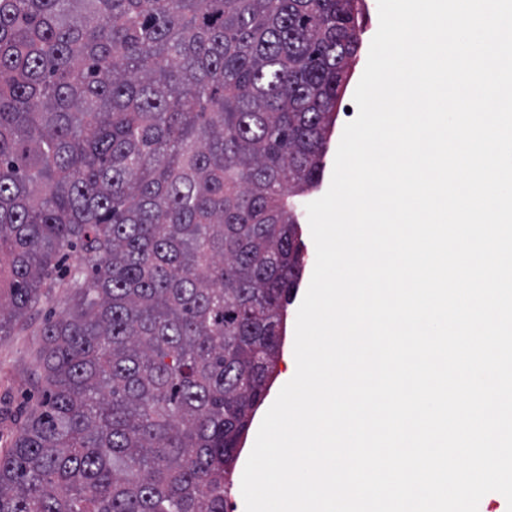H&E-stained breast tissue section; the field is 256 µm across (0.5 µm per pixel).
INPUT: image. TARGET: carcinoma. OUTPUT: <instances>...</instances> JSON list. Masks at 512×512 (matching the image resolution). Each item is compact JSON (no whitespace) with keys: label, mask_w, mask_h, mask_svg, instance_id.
Returning a JSON list of instances; mask_svg holds the SVG:
<instances>
[{"label":"carcinoma","mask_w":512,"mask_h":512,"mask_svg":"<svg viewBox=\"0 0 512 512\" xmlns=\"http://www.w3.org/2000/svg\"><path fill=\"white\" fill-rule=\"evenodd\" d=\"M360 2L0 0V335L68 302L0 512H226Z\"/></svg>","instance_id":"cac0c4a2"}]
</instances>
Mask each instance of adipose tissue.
<instances>
[{"label": "adipose tissue", "instance_id": "1", "mask_svg": "<svg viewBox=\"0 0 512 512\" xmlns=\"http://www.w3.org/2000/svg\"><path fill=\"white\" fill-rule=\"evenodd\" d=\"M511 425L505 420L497 425L488 424L486 436L490 445L482 465L459 473L449 491L448 499L454 505V512H493L494 504L501 501V492L494 489L488 475L499 469L503 457L512 456V440L503 443L497 440L499 430Z\"/></svg>", "mask_w": 512, "mask_h": 512}]
</instances>
